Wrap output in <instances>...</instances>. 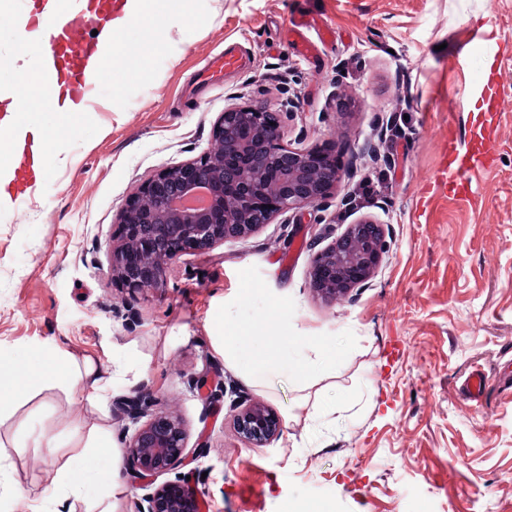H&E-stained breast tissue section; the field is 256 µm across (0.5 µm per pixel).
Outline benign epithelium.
Segmentation results:
<instances>
[{
	"instance_id": "benign-epithelium-1",
	"label": "benign epithelium",
	"mask_w": 512,
	"mask_h": 512,
	"mask_svg": "<svg viewBox=\"0 0 512 512\" xmlns=\"http://www.w3.org/2000/svg\"><path fill=\"white\" fill-rule=\"evenodd\" d=\"M280 112L266 102L228 104L215 120L200 156L159 166L126 199L119 233L105 239L107 274L134 292H159L183 256L204 254L228 241L253 236L284 213L296 223L342 183L331 154L285 149ZM384 224L365 217L312 253V292L335 302L373 278L386 253ZM119 416L137 424L125 444L136 479L169 473L189 455V432L175 411L154 409L151 395L121 399ZM248 447L279 436L282 421L264 402L251 401L234 414ZM203 502L176 481L158 486L135 512H202Z\"/></svg>"
}]
</instances>
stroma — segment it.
<instances>
[{
    "label": "stroma",
    "instance_id": "1",
    "mask_svg": "<svg viewBox=\"0 0 512 512\" xmlns=\"http://www.w3.org/2000/svg\"><path fill=\"white\" fill-rule=\"evenodd\" d=\"M161 0L131 21L86 111H34L40 162L0 205V362L19 384L31 353L129 368L109 400L47 383L0 408V461L29 506L134 512L131 421L113 401L141 387L186 419L195 448L178 475L206 512H512V0ZM312 13L333 41L307 58L288 32ZM24 0H0V91L48 94L17 71ZM235 67L204 79L217 55ZM289 108L284 142L337 156L349 179L304 224L280 215L242 242L184 256L166 291L131 293L103 274L116 214L157 167L200 156L230 100ZM465 193L446 185L450 155ZM371 216L387 252L369 283L327 306L308 286L315 248ZM249 361L282 337H315L328 370L271 368L267 388L228 368L215 321ZM287 320H280L279 310ZM486 376L480 399L465 381ZM257 398L281 436L244 445L234 402ZM107 435L119 479L92 503L56 498L53 455L74 427ZM110 457V458H113ZM110 458L97 459L107 471Z\"/></svg>",
    "mask_w": 512,
    "mask_h": 512
}]
</instances>
